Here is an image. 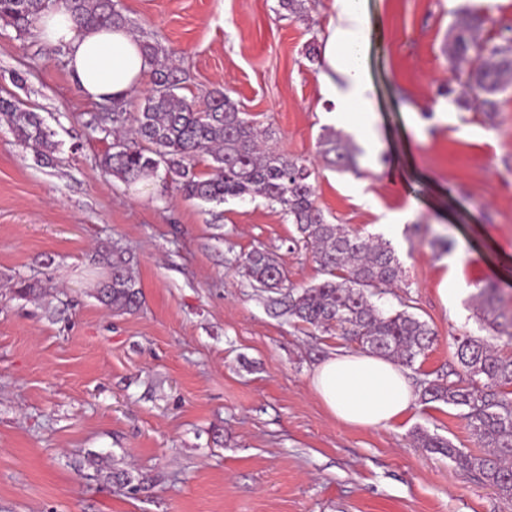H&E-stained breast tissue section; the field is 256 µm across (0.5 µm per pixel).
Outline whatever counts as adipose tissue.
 Returning <instances> with one entry per match:
<instances>
[{
	"label": "adipose tissue",
	"instance_id": "adipose-tissue-1",
	"mask_svg": "<svg viewBox=\"0 0 512 512\" xmlns=\"http://www.w3.org/2000/svg\"><path fill=\"white\" fill-rule=\"evenodd\" d=\"M335 6L322 42L321 92L335 102L338 123L356 112L364 139L376 145L378 116L367 68L370 31L363 0H336ZM39 28L43 41L65 50L73 84L87 100L129 97L151 70L139 41L126 29L79 28L64 0L45 12ZM311 387L336 421L354 427L390 426L418 400L397 364L368 352L323 358L311 375Z\"/></svg>",
	"mask_w": 512,
	"mask_h": 512
}]
</instances>
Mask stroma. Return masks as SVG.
<instances>
[{
  "label": "stroma",
  "instance_id": "obj_1",
  "mask_svg": "<svg viewBox=\"0 0 512 512\" xmlns=\"http://www.w3.org/2000/svg\"><path fill=\"white\" fill-rule=\"evenodd\" d=\"M461 0H365L384 39L368 59L385 134L369 147L355 125L357 171L321 155L334 105L306 57L335 15L306 0L304 19L278 0H117L139 39L157 40L204 105L224 90L272 133L278 152L307 161L326 220L380 235L408 212L391 244L400 297L436 340L411 381L455 363L454 336H484L474 292L495 282L512 310V91L494 119L460 111L444 94L443 54ZM14 96L55 131L40 161L0 122V512H512L496 489L422 448L425 430L466 452L475 445L458 409L420 403L389 427L337 422L310 385L339 336L298 326L286 303L253 288L239 264L272 254L301 288L322 279L295 225L263 198L204 204L142 191L99 166L111 134L88 128L99 111L71 81L66 54L0 21V96ZM464 249L470 293L445 304L447 255ZM113 252L132 256L138 311L95 297ZM28 283L34 300L12 293ZM129 472L137 493L95 468Z\"/></svg>",
  "mask_w": 512,
  "mask_h": 512
}]
</instances>
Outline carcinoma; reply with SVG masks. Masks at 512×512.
<instances>
[{"mask_svg":"<svg viewBox=\"0 0 512 512\" xmlns=\"http://www.w3.org/2000/svg\"><path fill=\"white\" fill-rule=\"evenodd\" d=\"M53 0H0V20L24 32L37 24ZM74 21L81 26L127 27L126 16L111 0H66ZM448 28L444 50L448 70L458 89L448 88V104L469 110L477 103L486 112L496 111L495 97L512 88V27L499 33L500 42L488 45L480 34L492 18L467 3L457 11ZM153 87L136 112L127 111V100H112V110L89 115L86 124L107 130L115 137L101 167L127 185L157 174L189 199L222 204L232 198L262 197L277 205L296 225L301 240L312 248V257L324 279L304 288L286 285L288 276L267 252L254 249L244 259L245 275L262 291H287L288 315L299 324L336 335L366 351L414 368L435 339L427 322L410 312L411 298L399 301L401 309L386 310L375 303L402 282V266L390 243L379 237L351 232L344 224L329 223L316 202L312 169L299 159L277 152L271 133L248 119L238 104L222 90L211 92L204 107L175 93L179 79L167 65L165 50L157 41L143 40ZM0 115L22 144L50 160L57 150L54 133L35 112L15 99L0 97ZM320 145L329 164L339 170L357 169L361 150L341 132L324 129ZM210 158L209 171H195L198 156ZM111 275L97 289V299L119 313L135 311L141 291L131 272V261L112 256ZM480 319L497 332L512 328V316L497 308L499 288L488 283L478 293ZM457 367L448 371L455 379L437 376L420 383L425 403L443 402L461 410L482 454L465 452L446 439L418 433L420 445L439 453L460 468L493 486L512 501V356L488 340L465 334L454 338ZM104 480L141 485L124 471L107 473Z\"/></svg>","mask_w":512,"mask_h":512,"instance_id":"obj_1","label":"carcinoma"}]
</instances>
